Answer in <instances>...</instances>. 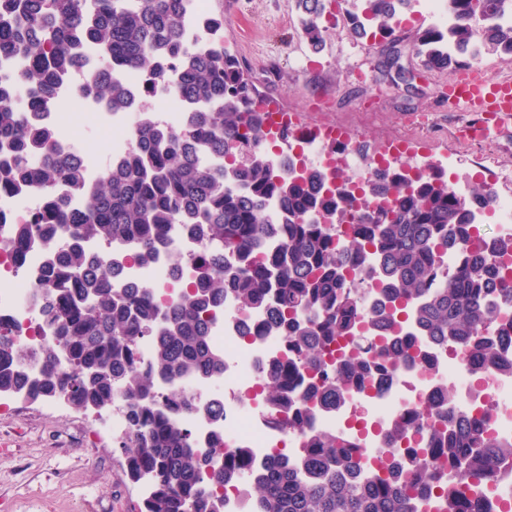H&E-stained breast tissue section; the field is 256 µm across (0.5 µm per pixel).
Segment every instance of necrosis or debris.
<instances>
[{"instance_id": "necrosis-or-debris-1", "label": "necrosis or debris", "mask_w": 512, "mask_h": 512, "mask_svg": "<svg viewBox=\"0 0 512 512\" xmlns=\"http://www.w3.org/2000/svg\"><path fill=\"white\" fill-rule=\"evenodd\" d=\"M101 64L97 53H90L87 66L74 73L70 80L57 91L56 112L50 116L59 133L62 146L71 148L78 141L82 127L76 126L75 117H83L87 125L94 127L104 140L103 155L85 158L89 180H98L106 171L111 159L128 151L132 143L134 122L114 118L104 112L93 101L76 100L75 84L89 79ZM291 155L311 165H320L329 170H357L361 178H370L375 162L400 158L402 145L390 142L382 152L376 154L374 163H363L359 155L342 151L329 153L315 138H294ZM42 195L31 189L17 194H0V317L11 319L19 327V340L29 347L53 344L52 333L43 328V318L36 301L39 277L44 265L40 251H29L24 264L14 260L12 246L16 224L30 217L42 205ZM171 234L176 248L186 257L180 275H173L167 259H159L152 265L142 266L132 261L125 245L112 247V257L120 264L128 278L155 289L160 298L174 297L177 278H189L193 271L192 261L208 250L205 243L185 236L179 226H172ZM203 318L210 325L211 343L224 356V371L218 376L201 381L187 378L182 389L194 396L196 402L207 403L216 399L224 402V417L210 419L198 410L179 411L175 420L194 430L200 439H207L215 431L224 434V445L215 449L216 457L247 444L257 460H265L272 452L289 446L299 447L300 440L288 430L268 426L263 416L268 408L260 398L262 379L260 369L265 361L283 351L281 338L272 336L253 341L245 340L240 332L242 323L262 320L261 311L244 312L232 299L223 305L210 308ZM456 380L458 409L476 413L488 411L486 423L488 433L497 440L512 443V376L495 372L475 377L470 370L465 351L450 346L435 351L431 368L423 369L402 361L392 379L382 389H367L351 394L346 405L339 411L313 413L310 424L316 430L343 432L356 425L358 418L369 416L376 427H384L396 420L409 408L421 407L424 397L433 394L447 380Z\"/></svg>"}]
</instances>
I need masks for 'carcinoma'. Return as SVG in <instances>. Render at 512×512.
<instances>
[{
	"mask_svg": "<svg viewBox=\"0 0 512 512\" xmlns=\"http://www.w3.org/2000/svg\"><path fill=\"white\" fill-rule=\"evenodd\" d=\"M342 2L354 38L382 48L402 41L398 23L411 0ZM445 2L448 25L413 37L423 68L451 75L484 53L512 59V0ZM330 3L297 0L302 36L315 51L332 24ZM185 9L186 0H0V63L26 62L0 77V151L12 158L0 163V194L36 188L46 198L17 226L13 248L45 255L38 299L56 341L30 352L0 322V394L61 400L77 411L118 406L130 429L121 441L128 476L152 478L136 512H221V493L241 483L258 512H426L432 502L423 494L432 486L439 512H492L455 482L436 483L443 461L478 489L493 480L489 461L512 467V444L486 435V416L448 424L444 409L455 401L448 385L438 400L424 401L435 420L417 409L387 428L392 444L412 428L425 437L421 450L396 449L388 475L360 461L357 438L310 430L309 414L336 411L349 392L381 383L407 358L426 365L438 345L463 348L479 376L495 358L512 374V318L495 311L498 302L512 306V267L496 261L512 252V237L472 245L485 237L474 216L490 208L495 190L478 183L458 198L444 173L411 177L400 164L361 186L319 168L276 167L263 148L269 129L260 93L224 46V15L205 18L209 48L198 51L185 35ZM89 49L104 64L75 91L114 114L139 115L132 148L96 182L50 121L57 89ZM116 68L144 78L127 85L112 77ZM168 91L183 102L179 132L153 115V100ZM33 153L39 161L29 160ZM62 186L81 198L76 224ZM323 215L351 224L350 238L336 239L319 223ZM174 224L212 251L195 265L192 286L168 302L151 288H113L112 258L87 250L123 241L143 265L164 255L178 266ZM61 237L70 239L62 251ZM450 249L458 260L444 274ZM362 275L377 279L374 311L350 281ZM226 296L243 311H266L253 336L285 338L284 354L263 372V392L270 410L288 416V429L305 435L293 456L278 451L255 465L241 448L213 459L205 447H219L222 433L205 445L173 418L193 406L181 379L224 370L201 313ZM338 337L350 338L352 349L336 367L326 357ZM144 338L152 343L145 368Z\"/></svg>",
	"mask_w": 512,
	"mask_h": 512,
	"instance_id": "1",
	"label": "carcinoma"
}]
</instances>
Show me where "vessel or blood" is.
<instances>
[{
    "instance_id": "obj_1",
    "label": "vessel or blood",
    "mask_w": 512,
    "mask_h": 512,
    "mask_svg": "<svg viewBox=\"0 0 512 512\" xmlns=\"http://www.w3.org/2000/svg\"><path fill=\"white\" fill-rule=\"evenodd\" d=\"M448 106L477 112L481 121L471 128L476 139L489 138L503 121L512 119V82L467 72L448 81Z\"/></svg>"
}]
</instances>
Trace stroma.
Listing matches in <instances>:
<instances>
[{
  "label": "stroma",
  "instance_id": "35a3bbf8",
  "mask_svg": "<svg viewBox=\"0 0 512 512\" xmlns=\"http://www.w3.org/2000/svg\"><path fill=\"white\" fill-rule=\"evenodd\" d=\"M224 42L265 99L295 113L300 128H346L353 143L403 142L464 184L482 178L512 196V120L477 142L472 112L449 111L447 75L425 70L404 46L411 79L378 86L379 52L342 27L313 51L300 33L295 0H223ZM118 439L96 412L56 401L0 399V512H131L141 490L127 477Z\"/></svg>",
  "mask_w": 512,
  "mask_h": 512
}]
</instances>
